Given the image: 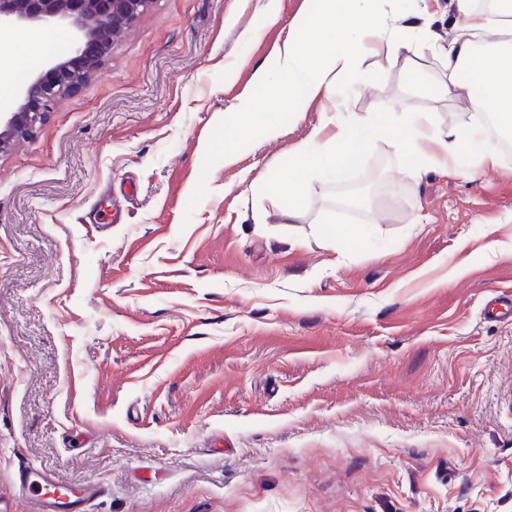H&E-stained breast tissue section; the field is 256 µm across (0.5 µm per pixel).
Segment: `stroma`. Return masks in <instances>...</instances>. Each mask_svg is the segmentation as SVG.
<instances>
[{
	"label": "stroma",
	"mask_w": 512,
	"mask_h": 512,
	"mask_svg": "<svg viewBox=\"0 0 512 512\" xmlns=\"http://www.w3.org/2000/svg\"><path fill=\"white\" fill-rule=\"evenodd\" d=\"M422 1L461 33L449 0H378L379 28ZM310 14L155 0L0 156V512H30L24 466L101 486L89 512H512V312L482 314L512 292V156L467 178L381 136L289 222L274 178L325 110L475 120L427 50L282 106L255 74ZM53 33L0 51L45 62Z\"/></svg>",
	"instance_id": "1"
}]
</instances>
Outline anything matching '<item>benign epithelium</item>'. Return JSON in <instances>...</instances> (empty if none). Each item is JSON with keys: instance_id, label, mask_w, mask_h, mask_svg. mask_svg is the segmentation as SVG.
<instances>
[{"instance_id": "benign-epithelium-1", "label": "benign epithelium", "mask_w": 512, "mask_h": 512, "mask_svg": "<svg viewBox=\"0 0 512 512\" xmlns=\"http://www.w3.org/2000/svg\"><path fill=\"white\" fill-rule=\"evenodd\" d=\"M154 0H0V25L54 24L69 34L64 52L24 84L0 116V154L30 139L55 103L81 89L110 58L117 40Z\"/></svg>"}]
</instances>
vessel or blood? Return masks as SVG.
<instances>
[{
	"label": "vessel or blood",
	"instance_id": "b4317fda",
	"mask_svg": "<svg viewBox=\"0 0 512 512\" xmlns=\"http://www.w3.org/2000/svg\"><path fill=\"white\" fill-rule=\"evenodd\" d=\"M16 483L30 495L33 512H86L89 503L102 494L95 485L82 490L64 487L52 474L37 468L18 471Z\"/></svg>",
	"mask_w": 512,
	"mask_h": 512
}]
</instances>
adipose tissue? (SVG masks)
Returning <instances> with one entry per match:
<instances>
[{"mask_svg":"<svg viewBox=\"0 0 512 512\" xmlns=\"http://www.w3.org/2000/svg\"><path fill=\"white\" fill-rule=\"evenodd\" d=\"M372 0H317L313 18L297 29L279 54L278 80L271 91L282 102L327 95L344 76H356L376 42L386 45L385 59L393 61L404 50L405 29L419 26L408 17L405 28L381 36L372 15ZM464 19L467 37L448 42L430 41L443 59L446 79L442 94L467 98L471 107L494 116L500 131L512 133V0H498L496 10H477L474 0H451ZM390 135L404 155L413 156L449 173L495 168L498 154L486 145L481 125L462 130L437 128L430 113L410 112L402 127L367 120L354 112L325 111L320 126L294 150L295 161L277 177L278 189L292 198L289 219L299 218L301 184L317 170L340 173L365 149L369 139Z\"/></svg>","mask_w":512,"mask_h":512,"instance_id":"ef3b65f1","label":"adipose tissue"}]
</instances>
